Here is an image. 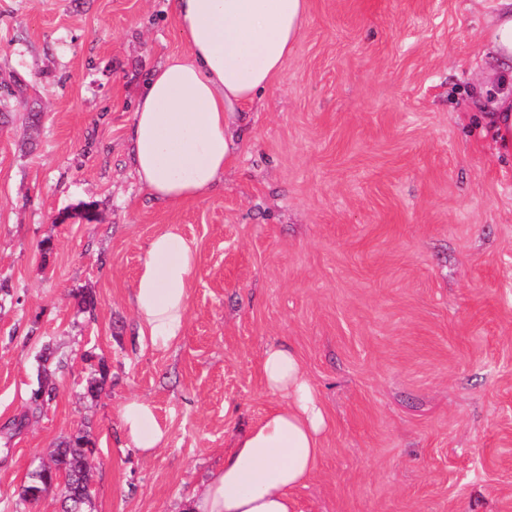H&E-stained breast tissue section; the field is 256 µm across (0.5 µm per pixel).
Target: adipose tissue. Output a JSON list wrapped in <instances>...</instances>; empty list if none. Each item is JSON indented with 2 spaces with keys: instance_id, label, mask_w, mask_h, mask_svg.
<instances>
[{
  "instance_id": "adipose-tissue-1",
  "label": "adipose tissue",
  "mask_w": 512,
  "mask_h": 512,
  "mask_svg": "<svg viewBox=\"0 0 512 512\" xmlns=\"http://www.w3.org/2000/svg\"><path fill=\"white\" fill-rule=\"evenodd\" d=\"M309 0H170L187 51L151 73L129 135L135 176L170 208L210 196L224 180L244 108L265 93L301 39ZM496 63L483 101L490 133L512 150V0H492L484 32ZM196 253L167 226L151 238L138 271L133 308L141 336L159 348L183 334ZM260 371L277 406L240 432L224 464L188 499L189 512H298L296 491L314 473L328 421L295 350L268 345ZM128 444L149 456L166 428L153 405L121 411Z\"/></svg>"
}]
</instances>
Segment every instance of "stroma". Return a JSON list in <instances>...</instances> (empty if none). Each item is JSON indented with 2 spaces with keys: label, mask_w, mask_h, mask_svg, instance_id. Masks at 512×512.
<instances>
[{
  "label": "stroma",
  "mask_w": 512,
  "mask_h": 512,
  "mask_svg": "<svg viewBox=\"0 0 512 512\" xmlns=\"http://www.w3.org/2000/svg\"><path fill=\"white\" fill-rule=\"evenodd\" d=\"M488 11L309 0L223 188L169 208L128 134L149 73L186 49L170 0H0V83L27 77L44 113L0 124V512H61L58 487L32 505L19 488L79 429L86 512H184L277 405L259 360L280 341L330 421L299 512H512V154L477 104ZM167 224L197 268L160 350L132 288ZM134 399L168 431L148 457L122 438Z\"/></svg>",
  "instance_id": "stroma-1"
}]
</instances>
